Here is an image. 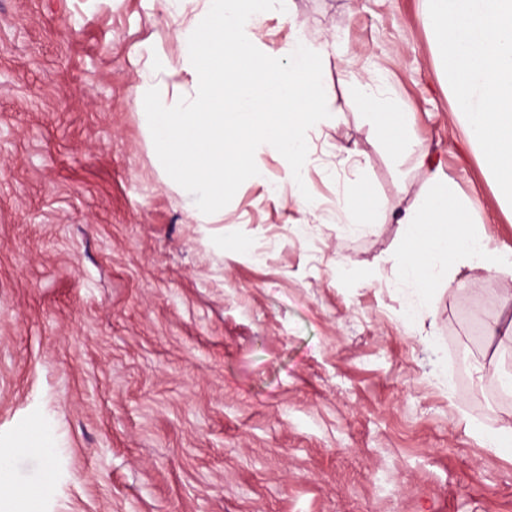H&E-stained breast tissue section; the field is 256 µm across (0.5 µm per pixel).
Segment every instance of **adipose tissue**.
I'll list each match as a JSON object with an SVG mask.
<instances>
[{"label":"adipose tissue","mask_w":512,"mask_h":512,"mask_svg":"<svg viewBox=\"0 0 512 512\" xmlns=\"http://www.w3.org/2000/svg\"><path fill=\"white\" fill-rule=\"evenodd\" d=\"M378 82V76L370 77L365 85V99L374 109L383 132L397 143L400 151L413 152L415 143L405 115L375 94ZM424 175L425 190L417 207L401 217L414 240L413 247L399 256L402 279L429 288L441 276L455 278L466 266H501L505 258L491 249L488 236L466 228L467 204L454 194L447 177L438 169L425 170Z\"/></svg>","instance_id":"adipose-tissue-1"}]
</instances>
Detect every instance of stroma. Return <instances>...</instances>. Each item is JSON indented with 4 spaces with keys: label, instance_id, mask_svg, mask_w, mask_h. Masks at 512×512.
<instances>
[{
    "label": "stroma",
    "instance_id": "obj_1",
    "mask_svg": "<svg viewBox=\"0 0 512 512\" xmlns=\"http://www.w3.org/2000/svg\"><path fill=\"white\" fill-rule=\"evenodd\" d=\"M425 0H293L255 35H335L331 116L308 132L298 206L246 180L209 223L153 148L135 88L176 56L192 12L165 0H0V445L22 500L0 512H512V454L482 432L512 420L499 374L512 266L462 268L420 301L399 281L396 207L423 172L364 98L409 115L429 165L494 248L512 211L444 86ZM388 204L344 232L349 191Z\"/></svg>",
    "mask_w": 512,
    "mask_h": 512
}]
</instances>
